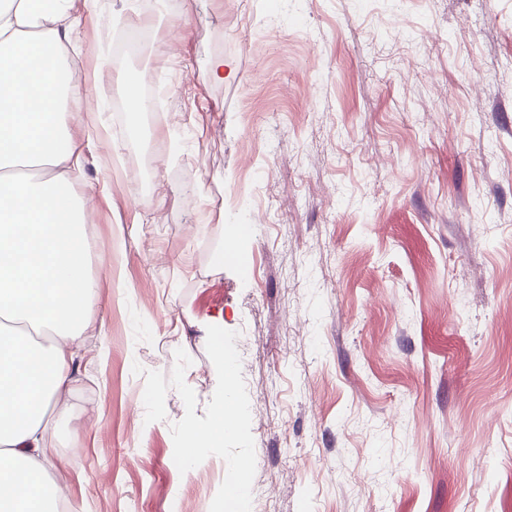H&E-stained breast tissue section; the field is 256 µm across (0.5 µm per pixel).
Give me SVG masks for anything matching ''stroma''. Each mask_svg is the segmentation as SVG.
Wrapping results in <instances>:
<instances>
[{
    "instance_id": "stroma-1",
    "label": "stroma",
    "mask_w": 512,
    "mask_h": 512,
    "mask_svg": "<svg viewBox=\"0 0 512 512\" xmlns=\"http://www.w3.org/2000/svg\"><path fill=\"white\" fill-rule=\"evenodd\" d=\"M74 37L113 268L53 435L71 512H210L225 461L179 473L184 403L145 423L132 372L184 349L204 416L210 325L238 334L252 512H512V0H98ZM147 87L169 121L130 111Z\"/></svg>"
}]
</instances>
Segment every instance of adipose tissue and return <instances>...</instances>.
I'll use <instances>...</instances> for the list:
<instances>
[{
    "label": "adipose tissue",
    "mask_w": 512,
    "mask_h": 512,
    "mask_svg": "<svg viewBox=\"0 0 512 512\" xmlns=\"http://www.w3.org/2000/svg\"><path fill=\"white\" fill-rule=\"evenodd\" d=\"M96 0H0V512H65L46 435L93 319L67 45Z\"/></svg>",
    "instance_id": "adipose-tissue-1"
}]
</instances>
